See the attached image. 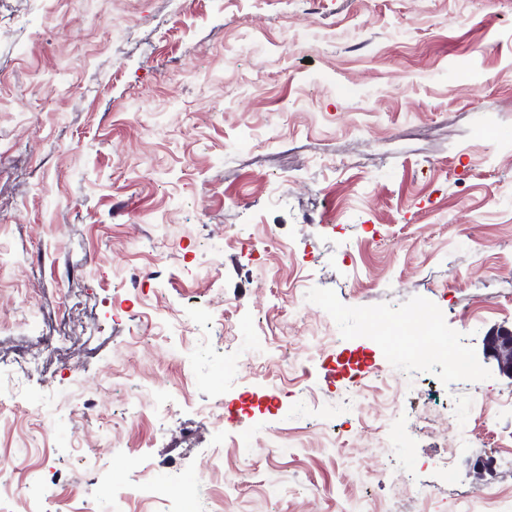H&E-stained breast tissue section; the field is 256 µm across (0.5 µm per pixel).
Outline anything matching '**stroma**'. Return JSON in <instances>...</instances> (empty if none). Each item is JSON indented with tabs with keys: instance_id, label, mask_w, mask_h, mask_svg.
<instances>
[{
	"instance_id": "obj_1",
	"label": "stroma",
	"mask_w": 512,
	"mask_h": 512,
	"mask_svg": "<svg viewBox=\"0 0 512 512\" xmlns=\"http://www.w3.org/2000/svg\"><path fill=\"white\" fill-rule=\"evenodd\" d=\"M0 320V369L30 370L7 512H175L201 475V512H512V379L483 359L512 325V0H0ZM143 385L172 409L128 413ZM132 448L154 491L122 504Z\"/></svg>"
}]
</instances>
